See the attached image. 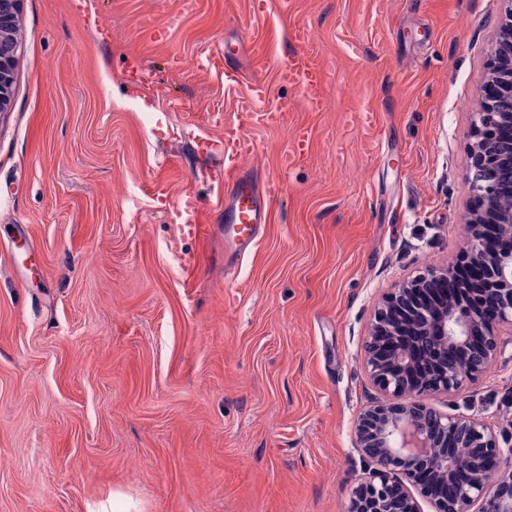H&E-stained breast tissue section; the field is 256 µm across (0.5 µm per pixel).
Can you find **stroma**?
I'll return each instance as SVG.
<instances>
[{
    "mask_svg": "<svg viewBox=\"0 0 512 512\" xmlns=\"http://www.w3.org/2000/svg\"><path fill=\"white\" fill-rule=\"evenodd\" d=\"M504 19L503 0H22L0 118V512H344L377 395L367 325L460 254L469 108ZM296 24L321 112L276 79ZM256 84L257 111L294 100L277 124L242 121ZM228 125L251 154H225ZM229 166L279 186L239 260ZM188 198L197 231L168 218ZM429 402L511 446L512 342Z\"/></svg>",
    "mask_w": 512,
    "mask_h": 512,
    "instance_id": "obj_1",
    "label": "stroma"
}]
</instances>
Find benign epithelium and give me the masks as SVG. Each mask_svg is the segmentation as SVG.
Segmentation results:
<instances>
[{"label": "benign epithelium", "instance_id": "benign-epithelium-1", "mask_svg": "<svg viewBox=\"0 0 512 512\" xmlns=\"http://www.w3.org/2000/svg\"><path fill=\"white\" fill-rule=\"evenodd\" d=\"M21 0H0V43L17 41ZM491 49L489 81L498 86L473 113L463 170L473 206L464 213L468 244L458 264L481 283L475 298L427 288L448 280L449 265L428 269L378 302L367 331L364 371L379 397L359 416L357 448L366 479L347 512H512V448L485 421L443 413L426 398L479 379L512 332V113L497 111L512 75V7ZM18 49L0 51V116L10 111ZM469 449L466 461L456 448ZM504 469L491 485L482 475Z\"/></svg>", "mask_w": 512, "mask_h": 512}]
</instances>
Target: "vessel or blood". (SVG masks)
<instances>
[{
    "instance_id": "obj_1",
    "label": "vessel or blood",
    "mask_w": 512,
    "mask_h": 512,
    "mask_svg": "<svg viewBox=\"0 0 512 512\" xmlns=\"http://www.w3.org/2000/svg\"><path fill=\"white\" fill-rule=\"evenodd\" d=\"M306 38L304 29L290 32L284 49L286 60L278 68V78L298 86L307 107L320 111L326 106L324 81L301 50ZM224 182L230 188L224 201V239L236 254L241 255L255 246L269 221L273 189L230 169L224 172Z\"/></svg>"
}]
</instances>
